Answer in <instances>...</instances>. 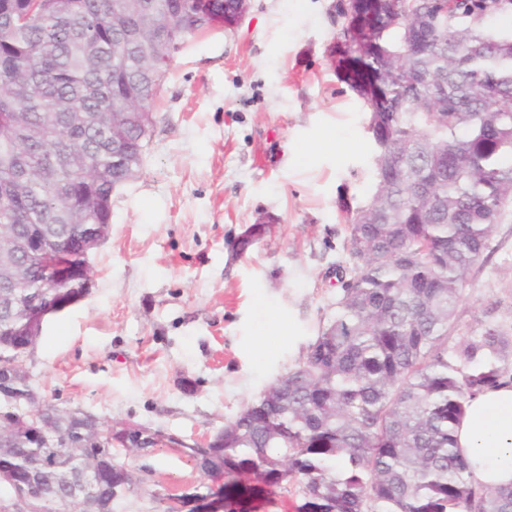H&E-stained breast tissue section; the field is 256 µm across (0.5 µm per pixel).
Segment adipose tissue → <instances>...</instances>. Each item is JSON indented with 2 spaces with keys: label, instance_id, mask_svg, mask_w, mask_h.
<instances>
[{
  "label": "adipose tissue",
  "instance_id": "obj_1",
  "mask_svg": "<svg viewBox=\"0 0 512 512\" xmlns=\"http://www.w3.org/2000/svg\"><path fill=\"white\" fill-rule=\"evenodd\" d=\"M455 440L472 482L492 488L512 484V382L471 398Z\"/></svg>",
  "mask_w": 512,
  "mask_h": 512
}]
</instances>
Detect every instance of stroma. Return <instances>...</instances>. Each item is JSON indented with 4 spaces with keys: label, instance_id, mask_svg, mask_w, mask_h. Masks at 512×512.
<instances>
[{
    "label": "stroma",
    "instance_id": "1",
    "mask_svg": "<svg viewBox=\"0 0 512 512\" xmlns=\"http://www.w3.org/2000/svg\"><path fill=\"white\" fill-rule=\"evenodd\" d=\"M336 3L251 0L237 28L185 41L141 170L112 196L89 294L48 316L28 353L40 401L183 440L120 451L138 485L114 512H163L166 495L221 485L186 445L298 364L353 266L343 210L373 193L375 146L331 56ZM262 220L271 231L238 251ZM488 324L512 325V223L470 272L448 341Z\"/></svg>",
    "mask_w": 512,
    "mask_h": 512
}]
</instances>
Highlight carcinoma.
Wrapping results in <instances>:
<instances>
[{
    "label": "carcinoma",
    "mask_w": 512,
    "mask_h": 512,
    "mask_svg": "<svg viewBox=\"0 0 512 512\" xmlns=\"http://www.w3.org/2000/svg\"><path fill=\"white\" fill-rule=\"evenodd\" d=\"M0 6V236L36 233L20 283L44 291L50 268L79 256L55 242L90 236L119 178L112 113L149 110L150 77L184 39L207 28L196 0H63L43 16L21 0ZM391 0L369 26L363 79L384 103L359 94L371 115L375 190L345 211L344 249L356 258L300 363L224 424V443L190 448L199 469L224 464L227 498L277 486L304 512H512V486L466 475L454 430L479 391L512 378V331L489 325L448 345L471 269L493 229L512 221V33L487 28L490 5ZM77 448L51 432L0 431V485L57 512L69 478L97 464L107 428L68 417ZM60 459L44 488L41 474ZM115 459L95 473L97 512L135 490Z\"/></svg>",
    "instance_id": "1"
}]
</instances>
